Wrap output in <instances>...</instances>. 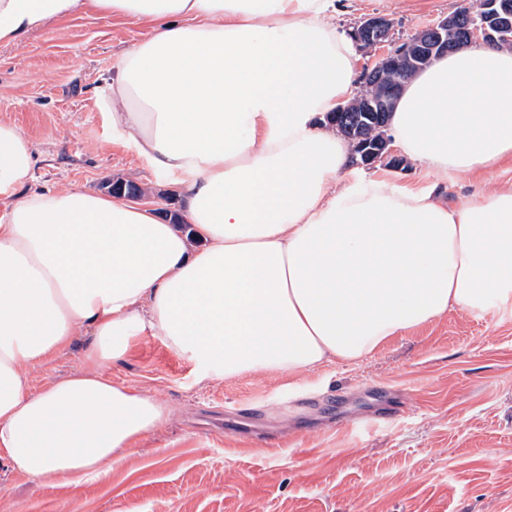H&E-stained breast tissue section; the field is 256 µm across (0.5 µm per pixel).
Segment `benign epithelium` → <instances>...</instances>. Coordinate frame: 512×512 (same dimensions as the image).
Wrapping results in <instances>:
<instances>
[{
	"label": "benign epithelium",
	"mask_w": 512,
	"mask_h": 512,
	"mask_svg": "<svg viewBox=\"0 0 512 512\" xmlns=\"http://www.w3.org/2000/svg\"><path fill=\"white\" fill-rule=\"evenodd\" d=\"M512 30V0H477L474 8L454 9L447 15L419 29L414 38L395 37V21L386 14L365 16L353 24L351 38L362 54L371 61L360 74L361 82L377 88L376 94L357 96L355 100L336 109L351 112L358 129L354 136L356 152L354 165L373 166L386 159L398 166L401 160L391 156L386 125L379 122L382 113L389 111L392 101L403 88L398 81L386 82L384 77L398 70L403 74L417 72L435 58L448 53V33L456 35L455 46L495 44L503 33ZM108 192L117 198L152 203L143 187L126 181L107 183Z\"/></svg>",
	"instance_id": "benign-epithelium-1"
}]
</instances>
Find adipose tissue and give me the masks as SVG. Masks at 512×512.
<instances>
[{"label": "adipose tissue", "instance_id": "obj_1", "mask_svg": "<svg viewBox=\"0 0 512 512\" xmlns=\"http://www.w3.org/2000/svg\"><path fill=\"white\" fill-rule=\"evenodd\" d=\"M368 0H0V46L86 14L146 22L101 100L113 130L180 177L179 223L94 191L17 196L30 140L0 120V462L52 485L105 473L169 416L105 374L149 333L200 380L360 359L451 310L512 315V187L451 206L444 183L512 160V50L439 57L387 135L437 180L365 176L327 113L359 91L337 13ZM86 369H30L81 330Z\"/></svg>", "mask_w": 512, "mask_h": 512}]
</instances>
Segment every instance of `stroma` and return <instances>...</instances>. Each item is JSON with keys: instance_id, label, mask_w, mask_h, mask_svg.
Here are the masks:
<instances>
[{"instance_id": "1", "label": "stroma", "mask_w": 512, "mask_h": 512, "mask_svg": "<svg viewBox=\"0 0 512 512\" xmlns=\"http://www.w3.org/2000/svg\"><path fill=\"white\" fill-rule=\"evenodd\" d=\"M386 9L407 35L455 9ZM119 17L52 21L0 46V119L31 141L27 191H102L115 179L178 195L97 106L111 68L147 33ZM512 184V162L446 185L449 202ZM77 336L30 372L31 388L85 367ZM161 397L167 423L107 475L48 486L0 464V512H512V316L458 310L357 361L293 374L198 381L160 337H137L108 370Z\"/></svg>"}]
</instances>
